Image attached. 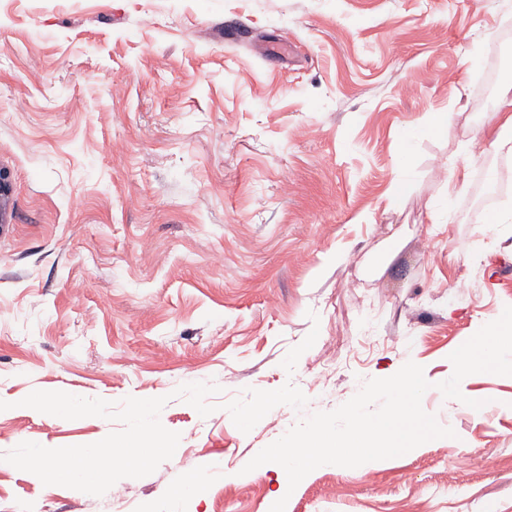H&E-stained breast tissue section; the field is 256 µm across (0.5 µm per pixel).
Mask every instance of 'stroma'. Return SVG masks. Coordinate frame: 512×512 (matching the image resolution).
<instances>
[{
  "mask_svg": "<svg viewBox=\"0 0 512 512\" xmlns=\"http://www.w3.org/2000/svg\"><path fill=\"white\" fill-rule=\"evenodd\" d=\"M497 65L512 82V0H0V454L123 428L22 406L35 390L164 396L180 435L100 496L0 470V512H164L216 462L178 512H512V379L464 380L479 410L433 388L512 305V224L472 211L512 149L465 148ZM439 113L447 136H418L391 208L402 133ZM408 360L454 437L293 490L278 464L246 471ZM192 382L220 386L216 411L174 397ZM287 383L302 409L236 428L225 403Z\"/></svg>",
  "mask_w": 512,
  "mask_h": 512,
  "instance_id": "stroma-1",
  "label": "stroma"
}]
</instances>
